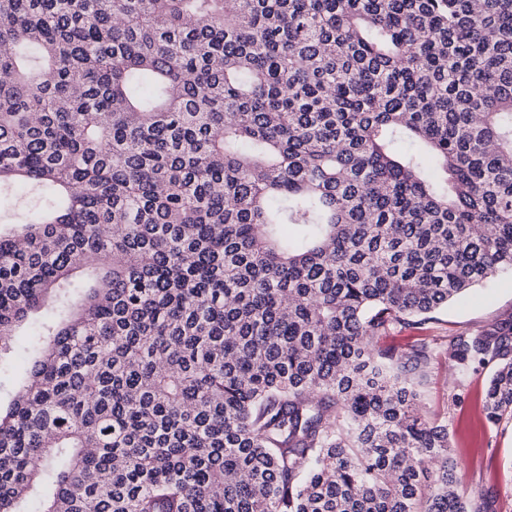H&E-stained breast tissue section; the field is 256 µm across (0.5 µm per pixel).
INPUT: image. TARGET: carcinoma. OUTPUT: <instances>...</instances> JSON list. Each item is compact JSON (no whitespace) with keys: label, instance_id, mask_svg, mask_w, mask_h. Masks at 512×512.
Here are the masks:
<instances>
[{"label":"carcinoma","instance_id":"obj_1","mask_svg":"<svg viewBox=\"0 0 512 512\" xmlns=\"http://www.w3.org/2000/svg\"><path fill=\"white\" fill-rule=\"evenodd\" d=\"M0 74V512H493L377 338L512 270V0H0ZM27 337L14 336V349L0 372V402L2 406L8 404L16 390L17 383L26 374L28 367V356L25 351Z\"/></svg>","mask_w":512,"mask_h":512}]
</instances>
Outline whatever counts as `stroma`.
I'll list each match as a JSON object with an SVG mask.
<instances>
[{"instance_id": "1", "label": "stroma", "mask_w": 512, "mask_h": 512, "mask_svg": "<svg viewBox=\"0 0 512 512\" xmlns=\"http://www.w3.org/2000/svg\"><path fill=\"white\" fill-rule=\"evenodd\" d=\"M512 320V273L500 272L469 290L433 319L380 337L379 346L403 349L460 332H478ZM495 363L455 372L447 346L431 352L428 375L421 385L429 415L446 420L451 455L462 477L463 495L482 490L491 494L495 512H512V419L488 423L482 398Z\"/></svg>"}]
</instances>
